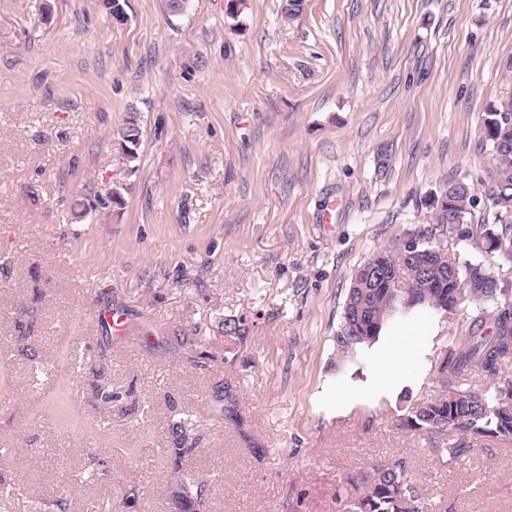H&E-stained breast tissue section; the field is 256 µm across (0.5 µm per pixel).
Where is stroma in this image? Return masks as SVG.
<instances>
[{
	"mask_svg": "<svg viewBox=\"0 0 512 512\" xmlns=\"http://www.w3.org/2000/svg\"><path fill=\"white\" fill-rule=\"evenodd\" d=\"M0 0V475L68 512H345L405 459L433 512H512V441L447 464L414 405L495 302L395 316L334 371L351 279L448 180L492 218L489 108L512 103V0ZM141 125L129 167L118 132ZM125 187L79 223L70 207ZM512 292V257L449 235ZM135 337L116 348L102 310ZM243 320L245 336L224 321ZM225 394L234 416L218 411ZM190 415L191 451L169 425ZM104 463L87 470L90 457ZM205 485L194 474L182 473L166 492L181 505L183 512H199L203 507L202 493Z\"/></svg>",
	"mask_w": 512,
	"mask_h": 512,
	"instance_id": "obj_1",
	"label": "stroma"
}]
</instances>
